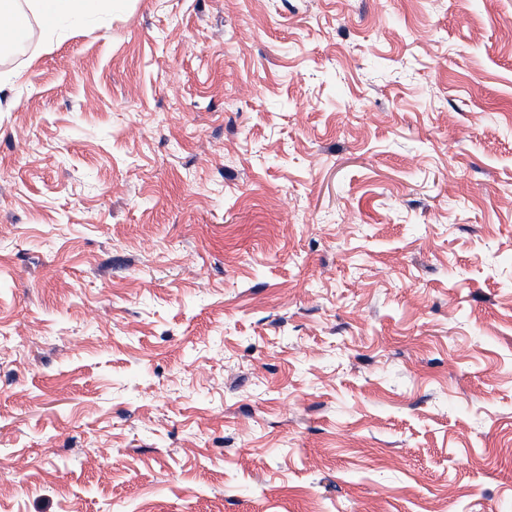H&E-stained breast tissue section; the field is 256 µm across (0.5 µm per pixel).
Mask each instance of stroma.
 <instances>
[{"mask_svg":"<svg viewBox=\"0 0 512 512\" xmlns=\"http://www.w3.org/2000/svg\"><path fill=\"white\" fill-rule=\"evenodd\" d=\"M0 55V512H512V0H126Z\"/></svg>","mask_w":512,"mask_h":512,"instance_id":"35a3bbf8","label":"stroma"}]
</instances>
